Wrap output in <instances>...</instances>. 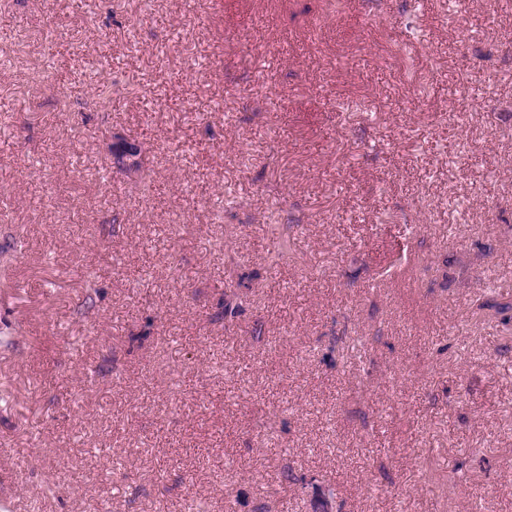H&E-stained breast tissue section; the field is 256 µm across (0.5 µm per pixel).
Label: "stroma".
Masks as SVG:
<instances>
[{
	"label": "stroma",
	"instance_id": "stroma-1",
	"mask_svg": "<svg viewBox=\"0 0 512 512\" xmlns=\"http://www.w3.org/2000/svg\"><path fill=\"white\" fill-rule=\"evenodd\" d=\"M116 136L167 202L115 172ZM492 298L512 0H0L18 512H187L190 489L207 512H512Z\"/></svg>",
	"mask_w": 512,
	"mask_h": 512
}]
</instances>
